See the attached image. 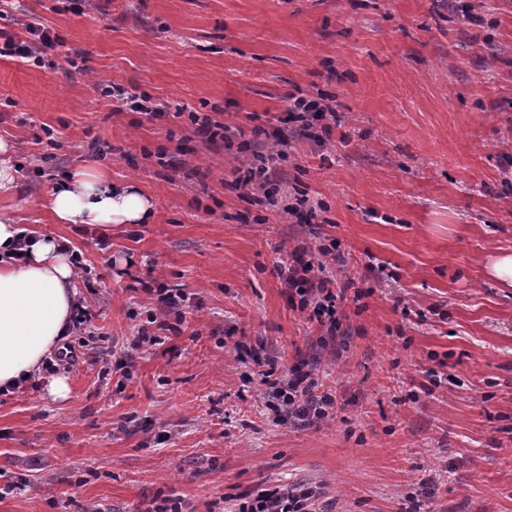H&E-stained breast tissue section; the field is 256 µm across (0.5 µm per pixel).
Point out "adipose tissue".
Returning a JSON list of instances; mask_svg holds the SVG:
<instances>
[{
    "mask_svg": "<svg viewBox=\"0 0 512 512\" xmlns=\"http://www.w3.org/2000/svg\"><path fill=\"white\" fill-rule=\"evenodd\" d=\"M59 224L149 223L155 204L132 181L76 169L59 177L49 195ZM23 229L0 215V389L39 372L42 361L71 334L77 290L75 270L63 239L33 234L26 259H16Z\"/></svg>",
    "mask_w": 512,
    "mask_h": 512,
    "instance_id": "adipose-tissue-1",
    "label": "adipose tissue"
}]
</instances>
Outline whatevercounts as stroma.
<instances>
[{
    "instance_id": "35a3bbf8",
    "label": "stroma",
    "mask_w": 512,
    "mask_h": 512,
    "mask_svg": "<svg viewBox=\"0 0 512 512\" xmlns=\"http://www.w3.org/2000/svg\"><path fill=\"white\" fill-rule=\"evenodd\" d=\"M35 21L62 45L45 65L0 57V138L17 188L0 213L71 242L95 337L0 394V512H136L181 495L193 512L276 483L325 512H512V0H12L0 31ZM163 108L132 111L126 94ZM333 106L317 143L288 97ZM237 140L280 129L279 195L322 201L311 223L229 186ZM136 182L147 224L101 234L55 223L52 182L74 168ZM338 242L354 279L336 339L288 305L294 246ZM185 289L178 331L130 349L153 281ZM242 342L249 357L236 360ZM314 372L327 418L274 424L257 366ZM439 386L426 389L428 370ZM192 118L194 122L199 126L197 132L200 136L206 138L208 141H218V139L226 141L227 149H231L233 147L231 139L225 134L228 129L224 127V123L213 121L209 117L203 118L202 122L199 124V117L195 116L192 113Z\"/></svg>"
}]
</instances>
